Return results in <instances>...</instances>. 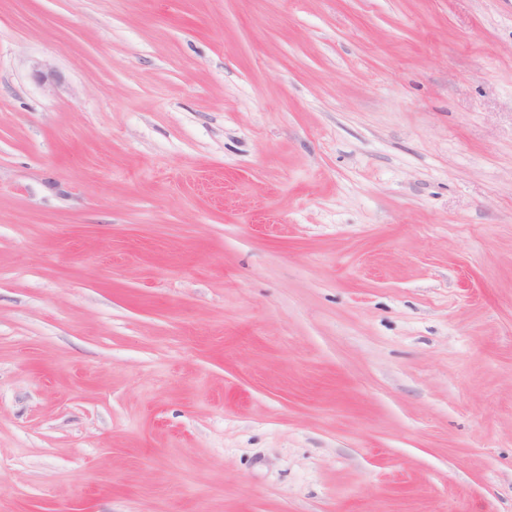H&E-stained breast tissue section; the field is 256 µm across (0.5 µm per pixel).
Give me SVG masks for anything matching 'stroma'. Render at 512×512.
<instances>
[{"instance_id":"35a3bbf8","label":"stroma","mask_w":512,"mask_h":512,"mask_svg":"<svg viewBox=\"0 0 512 512\" xmlns=\"http://www.w3.org/2000/svg\"><path fill=\"white\" fill-rule=\"evenodd\" d=\"M0 512H512V0H0Z\"/></svg>"}]
</instances>
